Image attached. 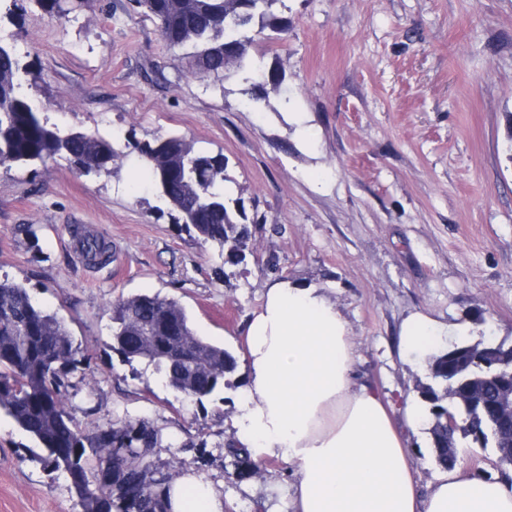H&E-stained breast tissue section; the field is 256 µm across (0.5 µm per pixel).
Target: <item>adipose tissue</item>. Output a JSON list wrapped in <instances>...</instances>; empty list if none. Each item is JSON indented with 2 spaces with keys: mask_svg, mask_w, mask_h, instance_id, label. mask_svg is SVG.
<instances>
[{
  "mask_svg": "<svg viewBox=\"0 0 512 512\" xmlns=\"http://www.w3.org/2000/svg\"><path fill=\"white\" fill-rule=\"evenodd\" d=\"M444 333L413 313L401 326V350L426 364ZM242 336L237 440L254 460L274 456L291 467L285 512H512V480L458 464L421 495L394 405L358 381L347 323L324 289L271 283ZM169 510L224 512V499L190 468L172 482Z\"/></svg>",
  "mask_w": 512,
  "mask_h": 512,
  "instance_id": "adipose-tissue-1",
  "label": "adipose tissue"
}]
</instances>
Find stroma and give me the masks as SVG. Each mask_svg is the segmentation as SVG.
Returning a JSON list of instances; mask_svg holds the SVG:
<instances>
[{"label":"stroma","instance_id":"1","mask_svg":"<svg viewBox=\"0 0 512 512\" xmlns=\"http://www.w3.org/2000/svg\"><path fill=\"white\" fill-rule=\"evenodd\" d=\"M71 6L56 19L17 0L0 10V41L36 76L50 123L99 133L121 157L108 177L65 157L0 167V278L56 312L91 356L69 376L75 422L127 417L205 442L202 472L225 512H283L291 476L278 458L259 477L228 475L242 390L199 404L123 360L107 346L114 300L175 299L197 335L232 350L272 282L326 288L361 380L399 407L427 380L399 346L411 314L512 346V0H275L288 35L250 52L285 79L258 110L241 77H185L134 0ZM172 133L223 154L229 190L264 216L243 262L225 263L151 191L138 148ZM75 228L105 238L111 264L90 266ZM394 421L428 491L441 469L427 430L407 429L401 410ZM44 454L0 414V512H82Z\"/></svg>","mask_w":512,"mask_h":512}]
</instances>
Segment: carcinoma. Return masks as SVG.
<instances>
[{
  "instance_id": "carcinoma-1",
  "label": "carcinoma",
  "mask_w": 512,
  "mask_h": 512,
  "mask_svg": "<svg viewBox=\"0 0 512 512\" xmlns=\"http://www.w3.org/2000/svg\"><path fill=\"white\" fill-rule=\"evenodd\" d=\"M276 0H135L143 14L160 22L162 36L180 60H187V75L222 81L238 72L256 79L248 103L260 100L256 88L278 86L282 74L267 70L250 56L255 37L270 30L277 38L288 34V21L271 12ZM27 68L16 46L0 42V160L26 167L66 157L81 171L111 174L118 154L112 143L97 133L62 131L41 116L31 90ZM143 167L158 184L166 169L177 168L173 191L162 201L173 211L200 210L205 222L188 224L205 244L218 248L224 262L239 263L249 250L251 233L240 200L224 184V156L195 150L183 136L169 134L141 150ZM93 260L110 251L102 238L83 239ZM172 320L181 337L167 335L164 322ZM107 346L127 361L146 362L165 383L199 403L219 388L231 387L227 376L237 360L226 348L195 334L187 312L176 300L158 294H140L112 303V327ZM483 345L456 344L430 358L433 383L420 388L430 404L429 433L436 462L443 468L448 443L479 431L481 447L495 455H512V416L494 420L480 400L496 398L500 379L482 365ZM92 357L75 345L73 336L56 313L38 304L28 289L0 281V412L45 448L42 462L66 474L83 512H169L167 490L174 473L187 466L180 453L186 445L165 439L162 429L119 418L107 425L75 423L66 406L74 393L68 374L91 367ZM454 414L458 429L448 434L447 416ZM165 450L170 458L161 468L154 455ZM233 475L257 477L262 467L242 445L225 446Z\"/></svg>"
}]
</instances>
